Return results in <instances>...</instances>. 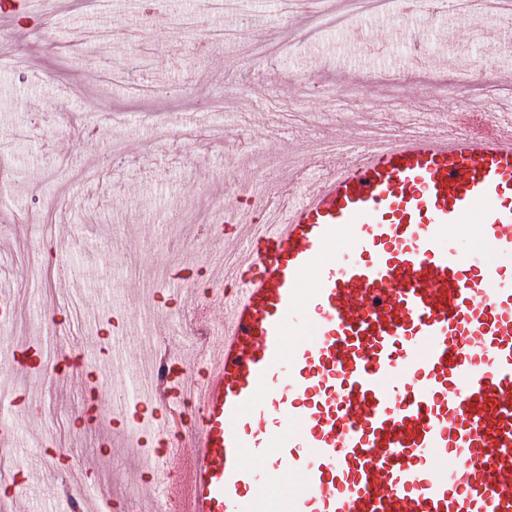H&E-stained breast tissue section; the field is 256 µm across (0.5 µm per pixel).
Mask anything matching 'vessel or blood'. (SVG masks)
<instances>
[{
  "label": "vessel or blood",
  "instance_id": "b4317fda",
  "mask_svg": "<svg viewBox=\"0 0 512 512\" xmlns=\"http://www.w3.org/2000/svg\"><path fill=\"white\" fill-rule=\"evenodd\" d=\"M274 202L243 234L255 275L209 296L222 346L201 379L143 386L158 440L192 449L193 512H512V115L404 135ZM466 224L480 245L454 244ZM0 366L44 358L4 336Z\"/></svg>",
  "mask_w": 512,
  "mask_h": 512
}]
</instances>
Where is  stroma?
Segmentation results:
<instances>
[{"mask_svg":"<svg viewBox=\"0 0 512 512\" xmlns=\"http://www.w3.org/2000/svg\"><path fill=\"white\" fill-rule=\"evenodd\" d=\"M342 14L321 26L320 9ZM273 43L256 58L250 46ZM486 67L490 88L464 86ZM512 13L459 14L445 4L403 13L400 0L347 11L344 0H64L44 23L0 45V282L16 280L31 243L37 279L22 284L14 340L43 355L67 347L85 367L57 382L0 369L13 454L56 458L33 467L22 502L0 490V512H80L102 500L153 506L145 463L157 416L138 403V369L172 355L195 378L190 314L175 289H210L203 253L219 207L258 213L281 174L315 173L311 124L367 113L406 123L415 103L470 120L512 110ZM452 77L455 95L432 91ZM312 77L319 93L302 90ZM69 234V250L50 245ZM123 346L113 350L112 337ZM119 364L91 398L92 367Z\"/></svg>","mask_w":512,"mask_h":512,"instance_id":"stroma-1","label":"stroma"}]
</instances>
